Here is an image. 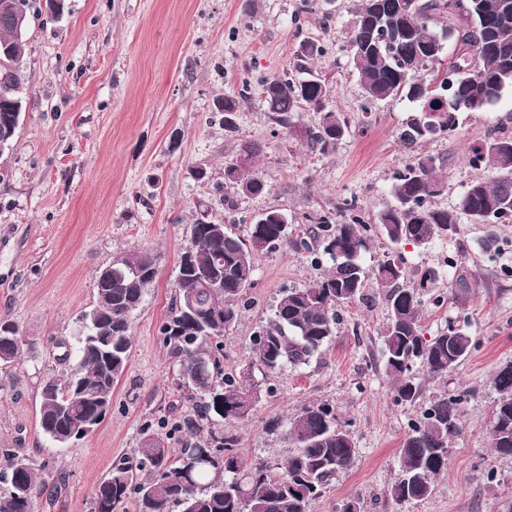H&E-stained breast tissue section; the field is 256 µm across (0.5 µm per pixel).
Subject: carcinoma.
Wrapping results in <instances>:
<instances>
[{
  "label": "carcinoma",
  "mask_w": 512,
  "mask_h": 512,
  "mask_svg": "<svg viewBox=\"0 0 512 512\" xmlns=\"http://www.w3.org/2000/svg\"><path fill=\"white\" fill-rule=\"evenodd\" d=\"M15 0H0V59L22 63L31 16L19 15ZM499 5L484 12L486 3ZM346 46L362 89V111L376 101L406 99L415 104L401 124L399 141L411 150L456 135L458 115L482 112L512 86V0H360ZM452 81L446 103L430 101L421 83ZM243 84L224 95L219 111L224 130L235 129L241 102L250 96ZM261 101L273 124L296 133L304 112L314 124L302 129V140L315 153L329 155L349 127L332 105L333 87L318 71L298 63L288 72L260 84ZM27 105L24 91L0 99V140L11 145L18 124L14 110ZM246 165L225 167V183L245 195L266 188L256 169L261 148L241 145ZM470 165L478 171L462 194L458 209L473 224L512 221V137L495 138L471 148ZM444 158L419 153L415 163L395 173L394 203L369 224L355 206L348 220L337 223L313 216L309 233L331 261L328 270L302 288L282 291L273 313L253 337V366L273 373L285 364L305 365L335 335L336 308L362 296L368 281L381 288L387 309L382 330L384 372L395 400L416 405L423 388L414 381L413 366L445 378L476 347L465 325L448 324L439 335L424 337V296L435 290L432 269L419 273L418 287L401 284L404 259L397 255L368 268L362 253L376 233L397 246L429 245L457 229L454 215L436 205L448 189L442 176ZM491 175H485V172ZM252 222L247 236L226 224L198 221L192 267L175 280L178 295L172 317L163 326L164 342L179 366V386L189 393L190 411L173 431L189 434L177 456L163 438L144 440L138 464L120 459L95 488L93 512H126L135 497V512H309L328 481L348 470L356 446L347 425L327 403L304 406L284 423V442L292 448L276 467L248 463L234 450V437L221 425L246 421L257 398L251 379L226 376L222 360L224 333L241 317L240 299L252 285L258 255L291 245L309 249L306 239L288 233V216L269 210ZM157 276L156 259L148 252H123L99 269L93 288L95 304L82 316L76 334V362L60 376L41 380L39 425L53 442L63 429L91 421L109 410L112 387L125 372L131 352L133 320L147 288ZM194 298L195 318L185 300ZM24 345L19 328L0 322V369L12 367ZM498 394L489 431L493 451L512 457V363L492 379ZM462 395L431 399L423 421L411 427L400 448L398 477L386 489L395 505L429 498L447 469L449 440L460 432ZM46 491L27 459L0 451V512H37Z\"/></svg>",
  "instance_id": "cac0c4a2"
}]
</instances>
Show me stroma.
<instances>
[{
	"instance_id": "obj_1",
	"label": "stroma",
	"mask_w": 512,
	"mask_h": 512,
	"mask_svg": "<svg viewBox=\"0 0 512 512\" xmlns=\"http://www.w3.org/2000/svg\"><path fill=\"white\" fill-rule=\"evenodd\" d=\"M358 0H64L62 15L30 23L20 68L30 99L13 148L0 156V320L27 340L21 362L0 372V449L28 458L53 493L40 512H92L95 487L121 458L138 461L147 431L179 421L187 408L177 367L161 329L176 297L174 267L198 217L247 234L261 213L287 214L293 233L308 236L306 215L334 217L356 204L366 220L391 205L392 178L413 164L397 139L411 108L381 101L362 110V91L343 44ZM325 49L315 62L334 88L333 106L349 132L335 154L307 150L272 124L259 93L242 102L235 132L224 130L215 102L242 83L282 75L299 63L302 45ZM512 134V88L482 112L459 116L454 143H425L444 157L448 191L439 207L455 210L475 172L470 145ZM261 147L262 194L224 182L241 144ZM139 249L158 259V274L134 316L130 361L112 390V407L96 430L64 447L39 426L38 385L66 367L80 315L95 301L100 268ZM403 254L406 283L420 270L438 274L440 303L425 301V336L466 322L477 346L447 378L414 365L425 397L461 395V433L448 466L426 500L396 508L384 491L399 471V448L421 406L393 400L383 369L384 299L368 283L360 299L338 307L336 336L309 364L253 379L261 398L248 420L226 425L249 462H281L288 449L280 425L301 407L333 405L349 422L356 459L336 474L310 512H337L360 497L362 512H512V458L489 446L497 397L493 375L512 362V222L473 224L431 245L398 249L374 238L366 266ZM328 266L319 247L260 254L244 311L224 335V370L238 374L253 359L252 338L270 318L280 292L300 288ZM467 275L468 291L455 288Z\"/></svg>"
}]
</instances>
